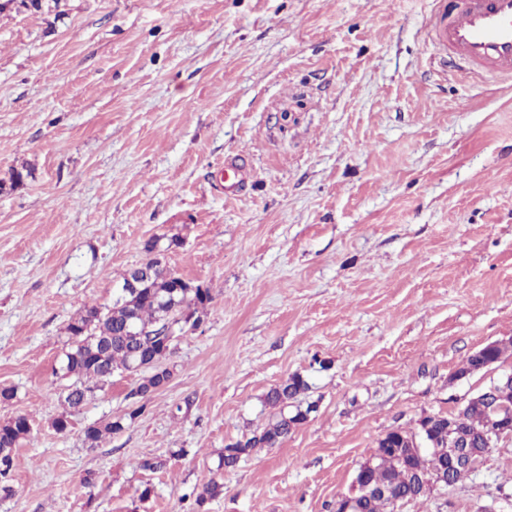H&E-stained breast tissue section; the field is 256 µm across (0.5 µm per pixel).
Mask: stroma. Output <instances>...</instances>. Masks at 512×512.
Wrapping results in <instances>:
<instances>
[{
	"instance_id": "stroma-1",
	"label": "stroma",
	"mask_w": 512,
	"mask_h": 512,
	"mask_svg": "<svg viewBox=\"0 0 512 512\" xmlns=\"http://www.w3.org/2000/svg\"><path fill=\"white\" fill-rule=\"evenodd\" d=\"M433 5L0 11V388L15 391L0 423H31L0 512H335L381 437L496 379L448 381L512 338V81L442 74ZM238 154L246 182L227 195L216 173ZM152 238L210 288L201 323L172 343L143 413L137 373L67 409L66 327L111 303ZM296 374L306 420L218 472ZM117 418L121 432L85 442ZM403 512H512V438Z\"/></svg>"
}]
</instances>
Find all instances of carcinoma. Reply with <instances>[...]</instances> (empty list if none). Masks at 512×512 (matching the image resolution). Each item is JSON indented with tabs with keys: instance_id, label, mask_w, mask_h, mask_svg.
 <instances>
[{
	"instance_id": "obj_1",
	"label": "carcinoma",
	"mask_w": 512,
	"mask_h": 512,
	"mask_svg": "<svg viewBox=\"0 0 512 512\" xmlns=\"http://www.w3.org/2000/svg\"><path fill=\"white\" fill-rule=\"evenodd\" d=\"M159 239L144 244L146 258L141 267L146 269L143 281L137 291L112 301L105 306H92L73 319L67 325V351L64 354V370L73 378L68 386L65 401L69 408L77 410L98 391L111 383L112 375L117 371L148 372L141 383L132 391L131 396L141 402L131 415L144 410L143 402L149 395L165 386L171 377L167 368L161 367L168 347L156 340V332L177 313L175 307L198 313L199 309L212 300L209 288L204 293L182 289L172 293V272L162 264L156 253ZM308 388L307 382L294 375L286 382L271 388L266 401L272 406L288 404ZM496 404L512 406V384L496 388L491 399L470 404L463 415L448 419H436L433 426L437 433L448 431V425L471 436L466 448H451L449 453L459 457L473 455L481 459L492 452L481 431L493 416ZM280 413L258 434L245 440H239L224 449V457L218 469L235 466L239 459L257 446L272 448L286 438L294 427L300 424L298 417ZM29 419L18 415L9 421L0 423V477L6 476L13 467V454L22 436L27 432ZM124 428L123 419L109 421L103 425H92L84 432L85 440L96 445L101 439ZM409 436V432L393 430L377 441L372 454L377 456V468L370 474L376 484H388L396 497L411 498L418 492L420 478L429 474L434 461L425 453L413 455L406 464L394 465L391 447L397 446Z\"/></svg>"
}]
</instances>
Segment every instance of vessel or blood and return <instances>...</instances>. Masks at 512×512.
<instances>
[{
	"label": "vessel or blood",
	"mask_w": 512,
	"mask_h": 512,
	"mask_svg": "<svg viewBox=\"0 0 512 512\" xmlns=\"http://www.w3.org/2000/svg\"><path fill=\"white\" fill-rule=\"evenodd\" d=\"M430 27L453 74L512 77V0H437Z\"/></svg>",
	"instance_id": "vessel-or-blood-1"
}]
</instances>
